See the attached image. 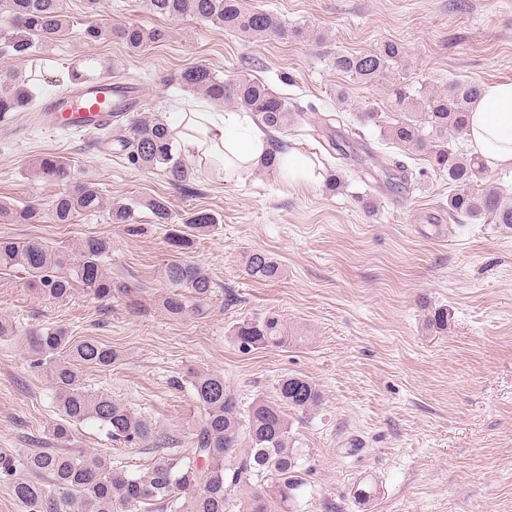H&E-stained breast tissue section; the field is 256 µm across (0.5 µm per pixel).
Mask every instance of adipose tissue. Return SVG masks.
<instances>
[{"instance_id": "adipose-tissue-1", "label": "adipose tissue", "mask_w": 512, "mask_h": 512, "mask_svg": "<svg viewBox=\"0 0 512 512\" xmlns=\"http://www.w3.org/2000/svg\"><path fill=\"white\" fill-rule=\"evenodd\" d=\"M171 131L186 152L217 171L242 175L276 155L277 172L289 186L320 185L315 153L294 147L274 151L269 135L242 112L215 111L205 100L182 103ZM465 138L489 168H512V81L484 86L472 104Z\"/></svg>"}]
</instances>
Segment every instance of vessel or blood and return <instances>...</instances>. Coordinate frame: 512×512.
<instances>
[{
  "mask_svg": "<svg viewBox=\"0 0 512 512\" xmlns=\"http://www.w3.org/2000/svg\"><path fill=\"white\" fill-rule=\"evenodd\" d=\"M111 76H103L92 82L83 83L77 94L62 100L53 110L45 126L54 130L71 124L81 125L82 129L92 130L101 125L111 124L115 119V109L128 102L140 100L137 89H129L120 96L112 90Z\"/></svg>",
  "mask_w": 512,
  "mask_h": 512,
  "instance_id": "vessel-or-blood-1",
  "label": "vessel or blood"
}]
</instances>
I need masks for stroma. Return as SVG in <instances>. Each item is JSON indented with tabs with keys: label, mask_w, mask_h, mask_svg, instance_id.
<instances>
[{
	"label": "stroma",
	"mask_w": 512,
	"mask_h": 512,
	"mask_svg": "<svg viewBox=\"0 0 512 512\" xmlns=\"http://www.w3.org/2000/svg\"><path fill=\"white\" fill-rule=\"evenodd\" d=\"M248 3L277 15L288 36L253 41L190 18L164 21L141 0H102L101 25L161 28L164 39L133 51L115 38L87 43L76 27L41 60L9 63L41 71L45 103L55 94L53 80L92 59L97 75L139 84L143 111L170 124L173 102L192 95L166 76L203 64L228 80L247 68L294 104L285 144L315 151L329 168L337 164L329 136H359L378 150V127L359 115L392 118L380 83L337 71L336 55L395 41L404 53L394 73L410 84L512 81V0ZM298 27L313 37H293ZM342 90L351 100L346 112L336 100ZM336 115L339 127L325 126ZM46 152L71 160L76 177L94 180L105 199L134 203L140 231L128 234L104 211L72 224H0V237L36 236L68 253L86 237L110 238L104 265L125 286L99 300L77 283L67 298L50 300L29 288L23 270L0 267V315L14 328L0 337V452L57 445L49 431L59 420L55 388L32 368L25 343L32 331L61 328L119 354L109 369L86 370V387L126 404L185 451L204 418L184 382L187 371L223 375L245 405L272 395L283 376L313 380L323 404L293 426L309 453L298 512H512V229L449 217L451 189L425 154L392 148L415 174L404 194L381 178H350L338 193L289 187L265 169L226 181L192 158L194 179L185 191L160 171L129 166L95 134L51 132L21 115L0 126V201L49 207L58 186L31 174L32 159ZM160 197L174 224L199 210L218 219L196 233L191 253L212 280L211 296L181 318L161 306L173 252L144 205ZM254 252L280 263L277 281L246 275ZM428 304L447 308V335L425 330ZM271 311L301 342L240 351L232 328ZM70 445L131 472L154 460L89 425L73 429ZM366 479L381 489L368 507L352 496Z\"/></svg>",
	"instance_id": "stroma-1"
}]
</instances>
